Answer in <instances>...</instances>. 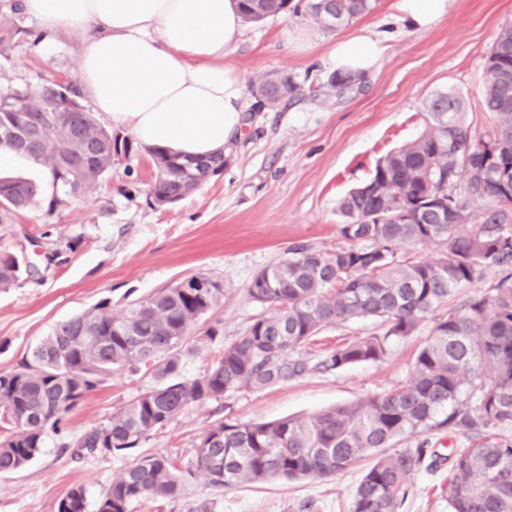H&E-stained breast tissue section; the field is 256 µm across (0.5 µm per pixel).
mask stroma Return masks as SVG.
<instances>
[{"instance_id":"obj_1","label":"stroma","mask_w":512,"mask_h":512,"mask_svg":"<svg viewBox=\"0 0 512 512\" xmlns=\"http://www.w3.org/2000/svg\"><path fill=\"white\" fill-rule=\"evenodd\" d=\"M376 9L329 30L305 12L244 23L226 57L240 72L245 123L228 147V164L194 195L155 207L147 195L154 167L147 152L116 157L99 187L71 199L53 216L36 208L0 224V245L23 251L37 269L9 291L0 292V372L11 370L52 327L97 301L114 310L192 274L220 280L224 299L210 315L220 322L223 340L204 345L183 360L184 376L197 377L264 309L248 286L260 270L278 262L289 247L319 249L341 244L338 201L365 182L377 160L416 138L424 129L425 105L439 91L465 100L466 124L476 140L493 135L496 118L483 111L482 76L500 30L512 25V0H450L434 27L417 31L391 6ZM31 34L18 40L0 61V89L34 82L38 76L76 77L85 37L76 30L37 39L43 28L25 17ZM385 34L379 63L359 89L337 95L327 86L336 41L368 33ZM286 73L301 94L273 111L257 112L253 82ZM79 239L62 263L46 265V252ZM372 322L326 325L298 351L313 371L288 383L258 391L242 389L223 399L187 408L164 430L143 443L138 454H162L176 464L190 460L200 435L220 418L267 422L305 417L322 409L382 393L408 376L429 326L393 343L386 357L343 369H317L327 351L374 333ZM151 377L124 372L91 392L68 416L69 430L81 435L105 423ZM136 454L72 459L56 441L24 469L0 474V512H57L74 485L86 489L87 510ZM363 468L324 480L248 484L228 491L191 480L182 496L143 500L133 512H349ZM447 466L411 475L402 512H448L443 489Z\"/></svg>"}]
</instances>
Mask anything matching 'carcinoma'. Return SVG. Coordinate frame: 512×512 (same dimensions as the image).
<instances>
[{
  "label": "carcinoma",
  "instance_id": "cac0c4a2",
  "mask_svg": "<svg viewBox=\"0 0 512 512\" xmlns=\"http://www.w3.org/2000/svg\"><path fill=\"white\" fill-rule=\"evenodd\" d=\"M291 0H238L246 22L295 11ZM378 0H307L306 11L323 27L370 14ZM20 0H0V55L28 34ZM362 76L336 72L327 86L343 92ZM46 89L42 80L0 97V147L40 167L44 185L0 177V224L36 203L54 213L67 200L96 188L114 157L139 147L101 125L88 108L56 112L44 126L43 148L6 134L20 115L36 116ZM288 74H269L253 84L256 106L273 110L295 97ZM482 107L497 118L488 140L475 141L465 125V104L455 92H438L426 105V127L415 139L381 157L369 181L342 197L339 233L332 250L296 244L287 257L259 271L248 294L271 313L254 319L224 345L222 357L203 375L181 376L182 359L222 338L210 325L192 328L224 299L221 282L207 288L177 283L112 312L103 299L54 326L13 369L0 372V415L14 428L0 436V473L16 472L61 433L68 414L93 390L125 371L145 369L154 383L112 419L81 435L80 459L133 452L190 405L219 401L241 389L282 385L310 368L335 370L384 358L394 341L432 322L406 380L307 417L272 422L214 421L199 437L185 467L163 455L139 457L102 492L97 512H132L147 498L183 494L198 474L216 490L298 478L326 479L368 459L350 512H400L409 477L425 468L423 434L448 429L468 439L450 454L448 512H512V278L490 295H474L446 314L448 298L482 273L512 264V26L501 29L487 60ZM155 175L148 195L169 207L202 188L227 164L224 154L185 159L149 151ZM432 243L430 262L400 259L401 247ZM32 265L0 246V289L14 287ZM377 322L380 332L327 352L313 366L292 354L329 323ZM417 443L394 453L388 449ZM57 512H86L83 487H71Z\"/></svg>",
  "mask_w": 512,
  "mask_h": 512
}]
</instances>
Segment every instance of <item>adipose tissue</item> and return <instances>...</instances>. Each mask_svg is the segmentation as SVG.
<instances>
[{
    "instance_id": "ef3b65f1",
    "label": "adipose tissue",
    "mask_w": 512,
    "mask_h": 512,
    "mask_svg": "<svg viewBox=\"0 0 512 512\" xmlns=\"http://www.w3.org/2000/svg\"><path fill=\"white\" fill-rule=\"evenodd\" d=\"M46 31L87 30L78 77L99 112L145 148L226 150L242 128L243 81L225 60L242 30L236 0H24ZM380 40L336 42L331 64L368 71Z\"/></svg>"
}]
</instances>
